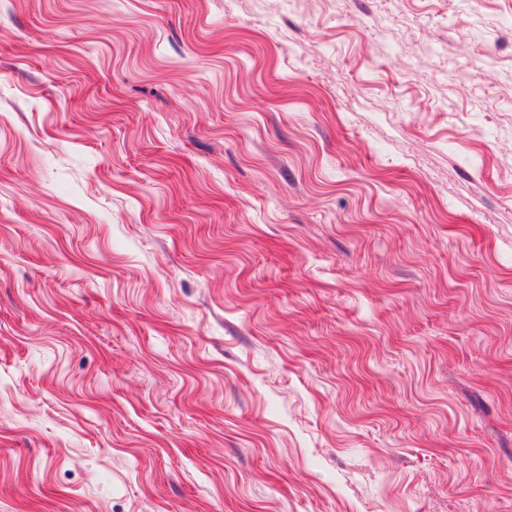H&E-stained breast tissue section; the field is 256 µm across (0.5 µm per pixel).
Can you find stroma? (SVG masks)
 Wrapping results in <instances>:
<instances>
[{"label":"stroma","instance_id":"stroma-1","mask_svg":"<svg viewBox=\"0 0 512 512\" xmlns=\"http://www.w3.org/2000/svg\"><path fill=\"white\" fill-rule=\"evenodd\" d=\"M0 512H512V0H0Z\"/></svg>","mask_w":512,"mask_h":512}]
</instances>
